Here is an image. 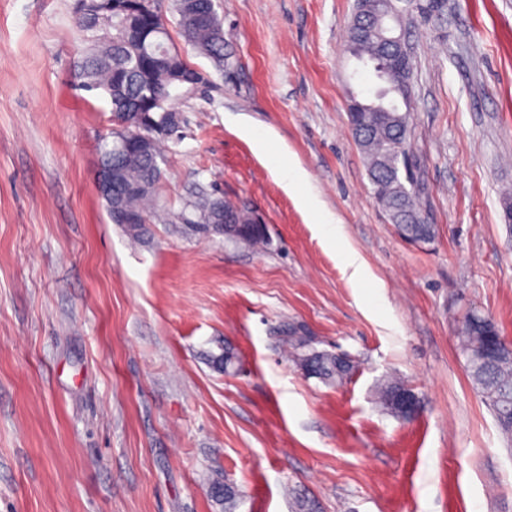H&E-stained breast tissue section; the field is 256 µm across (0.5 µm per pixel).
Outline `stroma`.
<instances>
[{"mask_svg": "<svg viewBox=\"0 0 512 512\" xmlns=\"http://www.w3.org/2000/svg\"><path fill=\"white\" fill-rule=\"evenodd\" d=\"M354 3L215 0L233 65L182 46L209 84L135 240L97 188L111 106L78 86L72 0H0V512H224L217 483L235 512H512V441L455 348L472 308L512 341V0L407 28L428 244L397 234L351 134ZM199 193L249 202L270 246L178 221ZM288 326L351 380L304 375ZM393 373L413 420L375 403Z\"/></svg>", "mask_w": 512, "mask_h": 512, "instance_id": "obj_1", "label": "stroma"}]
</instances>
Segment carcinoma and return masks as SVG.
I'll return each mask as SVG.
<instances>
[{"mask_svg":"<svg viewBox=\"0 0 512 512\" xmlns=\"http://www.w3.org/2000/svg\"><path fill=\"white\" fill-rule=\"evenodd\" d=\"M116 0H75L73 15L83 31L89 51L78 77L87 91L100 90L110 100L111 112L129 123V131L139 129L143 116L155 122H164L177 104L193 97L197 90L182 81L189 65L172 45L167 19L162 13L149 11L137 14L133 27L113 22V4ZM402 0H357L348 28L352 55L360 62L377 67L380 77L379 95L367 103L362 112H349L352 134L364 156L373 194L383 204L386 214L401 238L406 241L423 239L432 242L434 226L429 223L419 203L420 190L405 151L410 149L411 75L413 61L403 60L399 47H385L378 30L379 13L401 24L406 9L398 6ZM183 41L197 52L211 59L219 69L230 68L231 54L224 51V30L216 10L206 7L197 17L182 12V0H172ZM100 160L112 162L115 177L121 184V195L104 197L113 222L120 216L137 217L141 223L130 235L139 238L145 224L157 205V185L161 178L158 159L161 147L153 144L142 155L129 150L117 140L103 138L99 146ZM217 202L215 198H200L185 204L179 218L196 221L203 230L212 228L204 215ZM229 223L224 225V237L248 246H267V229L253 221V210L243 202L223 201ZM502 335L490 316L472 309L463 317L457 329V349L465 361L472 386L481 394L493 411L501 432L512 437V343L504 344L500 356L492 362L477 361L473 355L480 352L486 340ZM283 343L295 364L308 370V376L329 385L341 386L357 369L350 357L341 358L325 350H318L302 336L288 331ZM401 393L413 390L396 376L385 377L378 385L376 403L397 419H407L396 404ZM224 512L236 508V493L221 484L213 486Z\"/></svg>","mask_w":512,"mask_h":512,"instance_id":"1","label":"carcinoma"}]
</instances>
